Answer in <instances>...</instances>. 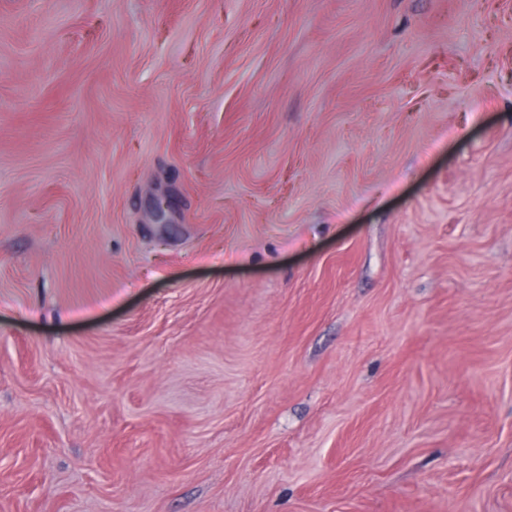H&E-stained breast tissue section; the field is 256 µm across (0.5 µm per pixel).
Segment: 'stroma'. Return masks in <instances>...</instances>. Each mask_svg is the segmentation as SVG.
Instances as JSON below:
<instances>
[{
  "label": "stroma",
  "mask_w": 512,
  "mask_h": 512,
  "mask_svg": "<svg viewBox=\"0 0 512 512\" xmlns=\"http://www.w3.org/2000/svg\"><path fill=\"white\" fill-rule=\"evenodd\" d=\"M0 512H512V0H0Z\"/></svg>",
  "instance_id": "obj_1"
}]
</instances>
